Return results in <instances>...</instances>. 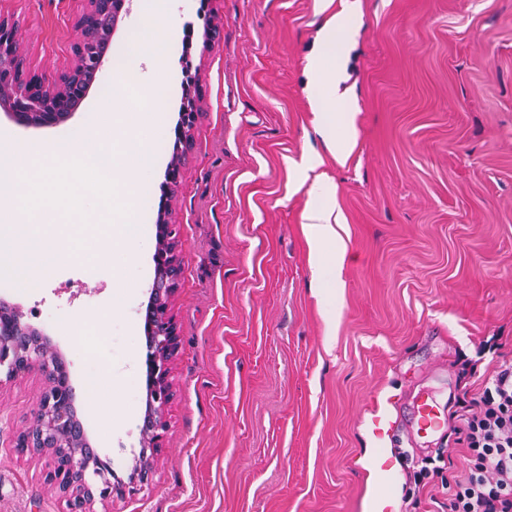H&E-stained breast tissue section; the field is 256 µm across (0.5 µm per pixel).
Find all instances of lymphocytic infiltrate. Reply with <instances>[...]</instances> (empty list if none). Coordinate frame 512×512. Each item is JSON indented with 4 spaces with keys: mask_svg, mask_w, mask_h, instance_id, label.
I'll use <instances>...</instances> for the list:
<instances>
[{
    "mask_svg": "<svg viewBox=\"0 0 512 512\" xmlns=\"http://www.w3.org/2000/svg\"><path fill=\"white\" fill-rule=\"evenodd\" d=\"M458 429L466 452L448 512H512V363L483 382Z\"/></svg>",
    "mask_w": 512,
    "mask_h": 512,
    "instance_id": "f902f5d3",
    "label": "lymphocytic infiltrate"
}]
</instances>
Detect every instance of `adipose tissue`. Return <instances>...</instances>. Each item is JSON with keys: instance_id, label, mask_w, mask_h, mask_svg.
<instances>
[{"instance_id": "1", "label": "adipose tissue", "mask_w": 512, "mask_h": 512, "mask_svg": "<svg viewBox=\"0 0 512 512\" xmlns=\"http://www.w3.org/2000/svg\"><path fill=\"white\" fill-rule=\"evenodd\" d=\"M353 6L334 15L324 27V38L309 63L310 84L314 90L311 107L316 115L314 131L336 157L345 161L357 140L355 114L345 95L339 94L336 63L346 43V34L355 30ZM323 163L320 154L305 157L306 169L315 171ZM311 202L307 208L309 263L314 280L335 278L346 261L347 248L337 232L336 186L317 175L310 188Z\"/></svg>"}]
</instances>
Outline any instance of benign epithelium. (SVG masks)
I'll use <instances>...</instances> for the list:
<instances>
[{
  "instance_id": "benign-epithelium-1",
  "label": "benign epithelium",
  "mask_w": 512,
  "mask_h": 512,
  "mask_svg": "<svg viewBox=\"0 0 512 512\" xmlns=\"http://www.w3.org/2000/svg\"><path fill=\"white\" fill-rule=\"evenodd\" d=\"M130 12V0H93L76 18L80 49L93 40L94 20L112 17V32H117ZM17 29L0 18V83L9 80L17 68L13 46ZM45 86L29 77L16 88L11 121L23 128L56 127L70 120L66 100L56 101V111L41 112ZM198 112H181L177 137H192L199 121ZM168 206L158 211L154 243V277L144 313L146 365L148 372L147 408L140 429L142 449L129 482L112 479L110 462L103 459L88 439L76 408L77 394L67 362L54 341L24 313L0 303V376L14 379L32 371L40 373L43 387L37 407L27 426L13 441L19 456H47L45 479L58 490L66 503L65 512H93L95 502L135 495L152 481V460L163 447L168 429L166 408L172 399L169 382L170 361L180 346V334L172 315L171 300L181 281L184 268L179 249L177 225L171 223Z\"/></svg>"
}]
</instances>
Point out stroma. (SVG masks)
Returning <instances> with one entry per match:
<instances>
[{
  "label": "stroma",
  "instance_id": "stroma-1",
  "mask_svg": "<svg viewBox=\"0 0 512 512\" xmlns=\"http://www.w3.org/2000/svg\"><path fill=\"white\" fill-rule=\"evenodd\" d=\"M345 0H181L192 28L202 112L170 219L184 273L171 312L169 429L149 490L95 512H374L393 462L386 512H442L453 468L405 460L395 420L423 386L460 413L473 389L512 360V0H358L361 25L342 59L355 105L346 162L313 131L307 65ZM85 0H0L20 23L28 65L46 85L72 67ZM222 37L203 48L205 20ZM166 96V129L147 191L158 213L182 91ZM321 153L336 186L347 260L335 323L316 294L301 162ZM113 270L64 259L41 288L9 296L58 343L89 440L128 480L146 409L140 287L124 314ZM109 324L110 363L135 357L119 389L88 365L79 336ZM32 372L0 384V512H62L45 459L20 457L15 434L36 408ZM125 405L112 434L98 415Z\"/></svg>",
  "mask_w": 512,
  "mask_h": 512
}]
</instances>
